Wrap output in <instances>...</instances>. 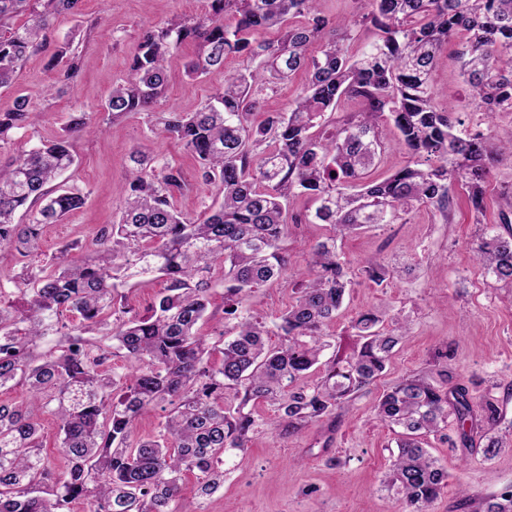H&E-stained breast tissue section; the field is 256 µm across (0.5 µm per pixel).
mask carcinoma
Here are the masks:
<instances>
[{
    "mask_svg": "<svg viewBox=\"0 0 512 512\" xmlns=\"http://www.w3.org/2000/svg\"><path fill=\"white\" fill-rule=\"evenodd\" d=\"M82 0H0V88L11 86L21 63L45 51L62 14L80 17ZM362 25L374 39L351 56L345 20L319 10L320 0H210L193 24L171 20L146 30L102 111L113 119L149 112L165 88V72L186 43L197 44L185 72L199 78L243 58L239 72L197 112H171L159 133L194 157L198 172L217 186L222 201L203 220L173 205L192 191L179 168L132 148L133 163L121 186L125 207L102 226L96 249L74 254L66 245L46 265L24 266L0 285V389L23 384L28 397L0 402V512H207L206 501L224 485V453L247 447L262 426L249 403L276 407L271 425L285 442L315 422H336L337 411L383 372L403 325L384 332L380 319L363 312L354 321L360 348L344 360L321 362L327 327L348 286L336 240L373 224H394L416 206L443 215L451 191L467 192L474 221L483 223L484 185L493 168L512 160V143L494 141L491 125L512 112V0H366ZM28 15L16 27L13 19ZM275 28L274 42L252 34ZM92 29L77 24L56 43L47 66L72 80L86 65L73 47ZM458 50L469 87L475 126L438 104L432 73L448 41ZM322 43L321 54H308ZM304 91L284 112L254 122L264 87L299 70ZM359 109L327 125L326 113L345 102ZM397 132L382 139L383 115ZM27 95L0 111V145L39 124ZM91 113L75 112L51 140L0 157V251L22 258L38 254L43 228L61 223L85 204L84 193L58 182L75 162L74 141L96 133ZM405 149L411 162L381 180L366 174L389 148ZM307 195L317 206L309 222L328 233L311 246L299 295L275 321L243 312L253 289L286 266L281 242L288 229L286 202ZM485 273L512 288V232L486 226L473 247ZM166 282L141 314L123 287L134 277ZM224 283V315L235 320L219 364L201 325L210 318V290ZM281 338L272 347L268 337ZM123 358L126 372L110 369ZM321 367L320 384L298 385ZM239 403H225L226 390ZM172 409L151 438L135 437L136 422L162 403ZM58 422L63 472L42 453L39 421ZM377 419L393 428L397 454L388 483L401 512H433L448 488V469L427 448V438L453 419L461 459L487 460L504 447L486 437L482 423L503 421L499 405L475 412L468 389L407 377L383 393ZM199 473L198 500L184 501L186 477ZM471 512H512V489L478 498Z\"/></svg>",
    "mask_w": 512,
    "mask_h": 512,
    "instance_id": "obj_1",
    "label": "carcinoma"
}]
</instances>
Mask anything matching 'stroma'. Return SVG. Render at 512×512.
<instances>
[{"label": "stroma", "mask_w": 512, "mask_h": 512, "mask_svg": "<svg viewBox=\"0 0 512 512\" xmlns=\"http://www.w3.org/2000/svg\"><path fill=\"white\" fill-rule=\"evenodd\" d=\"M207 9L206 0H84L83 20L100 23L99 32L82 49L89 59L74 85L58 91V73L46 69L41 57L29 59L17 82L0 89V110L12 106L18 95L29 96L40 114L36 129L16 134L13 143L0 147L10 155L26 143L47 138L64 126L70 112L91 113L99 133L75 144V166L65 174L67 185L87 195L84 207L64 223L44 229L43 251L54 253L64 243L92 249L97 230L117 219L124 206L120 187L125 180L128 153L133 145L145 147L159 160L181 167L194 184L192 192L177 197L174 205L191 218L218 197L215 185L196 176V163L177 143L157 134L154 116L144 113L109 120L100 112L113 84L127 73L128 62L141 34L170 20L193 21ZM458 40L433 75L440 101L449 111L465 114L467 85L459 75ZM195 45L184 46L180 60L168 68L167 91L159 109L193 112L224 86L225 74L241 69L231 59L224 70L199 78L189 77L184 59ZM487 224L498 222L500 212H512V163L499 165L486 185ZM448 216L419 208L395 224H375L338 240V251L351 280L342 309L331 323L328 356H350L361 340L351 327L359 312L380 313L384 328L395 321L407 325L384 374L346 403L335 434L310 424L279 442L269 427L272 405L254 407L262 426L246 451L234 452L224 464V486L212 498L211 512H397L399 502L383 481L391 467L394 434L375 417L383 391L411 375H436L448 368L456 382L466 385L474 406L485 399L498 403L512 420V288L493 287L492 280L472 258L477 226L466 204L465 191L454 187ZM326 234L320 224L289 225L282 243L288 269L280 278L256 289L245 300L254 316L274 319L294 300L300 275L307 267L311 246ZM382 266L392 274L370 280L367 269ZM454 429L442 427L429 436L431 453L448 469V490L434 512H469L462 495L483 496L512 486V448L493 459L462 461L448 448ZM329 454H321L323 443Z\"/></svg>", "instance_id": "1"}]
</instances>
